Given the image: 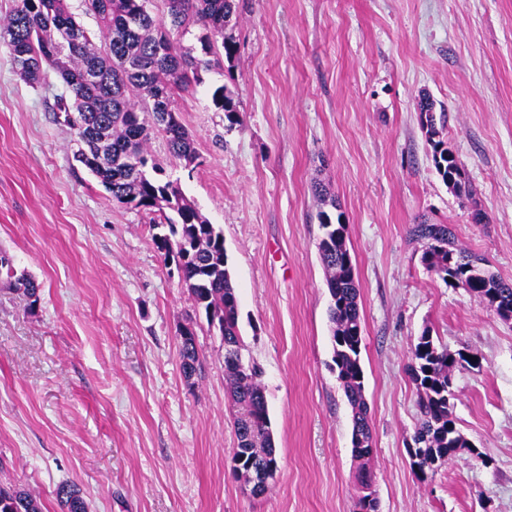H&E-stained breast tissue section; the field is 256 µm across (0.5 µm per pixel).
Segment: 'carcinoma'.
Listing matches in <instances>:
<instances>
[{"label":"carcinoma","mask_w":512,"mask_h":512,"mask_svg":"<svg viewBox=\"0 0 512 512\" xmlns=\"http://www.w3.org/2000/svg\"><path fill=\"white\" fill-rule=\"evenodd\" d=\"M143 0H83L85 13L93 16L97 30L77 22L66 0H17L9 15L0 20V41L10 50L17 74L29 84H38L48 69L66 85L70 97L58 102L64 121L73 131L77 150L74 159L91 172L116 201L157 218L151 221L152 238L163 250L160 238L172 241L190 255L183 283L197 307L204 310L209 325L222 329L231 345L224 357V376L229 385L236 418L237 448L233 449V473L250 482L261 466H278L270 437L265 387L257 367L242 368L239 304L226 263L224 236L210 224L179 185L163 178V166L148 150L151 135L165 138L170 156L190 166L197 160L194 140L173 107L175 89L202 83V73L232 61L237 44L226 29L235 14V0H164L161 15L142 10ZM191 25L201 27L202 56L186 51L172 32ZM217 108L233 126L238 112L227 87L213 94ZM422 129L431 147L434 167L448 189L467 194L465 172L443 140L447 125L445 109L422 96L417 103ZM323 205L320 225H331L330 243L319 246L328 289L332 298L333 360L338 379L352 409V454L359 462L356 482L373 481L370 462L373 435L365 400L364 373L360 363L362 325L360 290L347 244V226L333 220L324 206L333 201L327 187L312 186ZM412 237L422 243V262L442 281L464 279L470 292L504 320L512 319V282L504 281L478 264V260L453 241L446 224H415ZM15 278V290L34 306L39 285L26 274L15 276L11 259L0 252V271ZM180 358L185 379H190L186 361L200 362L195 336L181 341ZM478 365L473 354L452 353L437 347L423 334L414 346L408 373L415 385L420 417L409 456L423 478L434 471L435 462L452 460L465 448L482 464L487 455L457 429L454 418L453 374ZM62 512H87L81 490L70 484L57 488ZM0 512H42L29 491L0 485Z\"/></svg>","instance_id":"cac0c4a2"}]
</instances>
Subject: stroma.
<instances>
[{"label":"stroma","mask_w":512,"mask_h":512,"mask_svg":"<svg viewBox=\"0 0 512 512\" xmlns=\"http://www.w3.org/2000/svg\"><path fill=\"white\" fill-rule=\"evenodd\" d=\"M222 72L173 94L198 154L150 150L224 236L242 356L262 370L278 471L254 497L232 470L224 343L164 262L149 216L73 158L54 71L36 85L0 43V251L40 286L0 278V484L43 512L76 484L88 512H353L352 413L333 362L314 182L348 226L378 512H512V320L421 262L414 224L512 281V0H236ZM232 91L228 126L212 94ZM444 106L470 194L438 175L416 102ZM480 209L482 224L470 214ZM193 328L201 372L182 375ZM477 356L456 372L467 450L425 478L407 453L418 396L406 367L423 331ZM6 269V273L10 277H16L14 281L15 290L20 291L29 301L30 306L37 304L39 300V285L25 273L16 276L12 266L11 259L6 253L0 252V272Z\"/></svg>","instance_id":"35a3bbf8"}]
</instances>
